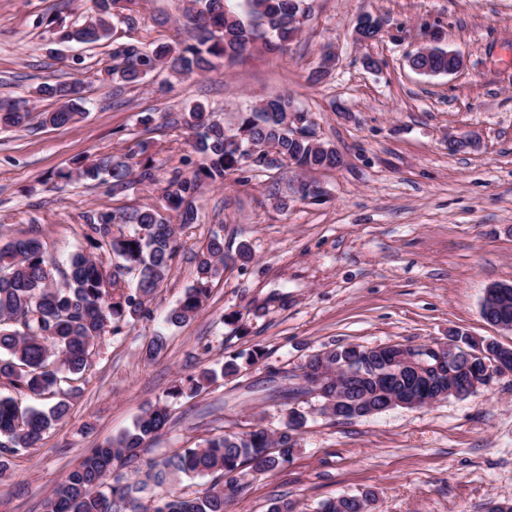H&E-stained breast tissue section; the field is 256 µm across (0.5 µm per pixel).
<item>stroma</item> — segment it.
Returning a JSON list of instances; mask_svg holds the SVG:
<instances>
[{
    "instance_id": "stroma-1",
    "label": "stroma",
    "mask_w": 512,
    "mask_h": 512,
    "mask_svg": "<svg viewBox=\"0 0 512 512\" xmlns=\"http://www.w3.org/2000/svg\"><path fill=\"white\" fill-rule=\"evenodd\" d=\"M185 5L136 0L114 20L110 41L86 47L58 43L56 33L93 15L94 0H0V103L30 98L48 79L82 82L91 99L67 125L0 129L1 233L39 235L62 262L86 247L94 212L159 203L170 173L197 160L182 119L194 102L230 124L256 100L288 94L344 163L314 173L320 199L284 210L266 176L236 173L201 188L199 220L178 228L149 317L94 349L68 416L10 457L0 512H47L55 485L89 449L151 405L173 412L151 443L152 459L258 422L278 429L268 380L325 347L420 345L456 332L512 347V332L480 313L489 286L512 284V0H311L288 54L257 53L185 79L161 72L137 85L112 80L113 48L170 40ZM365 13L383 28L360 44L354 27ZM430 28L463 56L460 73L409 68L408 54ZM328 50L333 70L309 82ZM367 57L375 69L364 66ZM147 114L152 122L141 124ZM470 135L478 149L449 151V138ZM139 142L157 162L154 181L117 192L108 182L56 178L75 161L121 156ZM218 229L229 257L223 274L192 320L166 328L167 311L194 279L197 252ZM243 244L247 263L235 259ZM161 330L165 350L146 359ZM254 351L259 359L238 375L193 398L171 397L180 379ZM318 406L314 397L299 402L307 424L292 460L249 475L226 512H268L277 501L319 512L322 502L364 489L377 494L373 512H487L491 501L512 500V377L464 399L367 418L336 420Z\"/></svg>"
}]
</instances>
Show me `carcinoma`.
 I'll return each mask as SVG.
<instances>
[{"instance_id": "obj_1", "label": "carcinoma", "mask_w": 512, "mask_h": 512, "mask_svg": "<svg viewBox=\"0 0 512 512\" xmlns=\"http://www.w3.org/2000/svg\"><path fill=\"white\" fill-rule=\"evenodd\" d=\"M133 0H95L96 12L83 24L61 32L59 39L95 44L110 37L112 19ZM296 0H190L184 12L186 37L153 47L124 44L114 57L120 63L108 74L123 84H138L155 71L188 78L208 73L223 63L234 62L249 50L266 49L284 53L296 38L301 24L295 20ZM411 69L428 76L446 75L456 58L440 47L425 56L410 54ZM36 93L55 100L57 107L38 113L40 124L63 126L86 113V88L80 83L44 81ZM290 96L283 94L258 102L241 112L233 127L214 120V112L201 102L186 107L184 125L189 144L199 160L191 171L176 169L162 188L163 208L146 206L131 217L132 230L116 235L117 214L97 211L90 217L89 251L80 250L60 263L49 256L36 235L0 240V380L17 390L42 394L51 390L64 396L76 391L61 383L79 380L88 367L95 346L108 335H116L120 324H134L149 315L147 302L166 279L175 254V226L165 214L175 213L181 225L198 221L196 200L201 187L224 184L230 174L251 172L258 176L268 168L264 154L248 161L241 147L271 146L305 171L336 168V148H315L307 141L288 138ZM32 121V110L24 101L0 104V127L24 128ZM138 181L155 180V160L145 148L127 155L101 157L80 163L59 178L68 181H110L114 188ZM117 259L106 267L95 251ZM196 277L183 297L170 310L166 323L181 326L192 320L208 298L210 284L226 265L224 236L212 233L206 247L196 255ZM131 274L133 288L122 286ZM491 320H512V293L489 308ZM352 364L370 361L382 368L392 361L389 351L375 352L358 345L325 348L308 359L316 368L336 360ZM239 371L235 360L221 374ZM214 369L204 368L174 387L172 395L195 397L214 382ZM448 390V372H429L424 377L351 378L344 383L346 418L363 417L374 404L401 391L440 393ZM282 412L283 425L274 432L261 424L248 432L225 431L195 448H184L161 459L146 462L134 476H118L104 487L105 477L116 463L139 462L141 452L172 423V413L162 405H151L138 416L133 428L112 441L90 449L80 466L68 473L53 489L50 512H224L228 500L243 489L249 473L265 474L280 469L293 456L298 436L306 425L299 410L280 401L278 390L268 397ZM68 411L65 401L49 410L20 411L9 397H0V472L8 458L37 445ZM218 473L222 482L204 494L190 497L178 490L185 477ZM375 495L369 490L341 495L324 502L321 512H372Z\"/></svg>"}]
</instances>
